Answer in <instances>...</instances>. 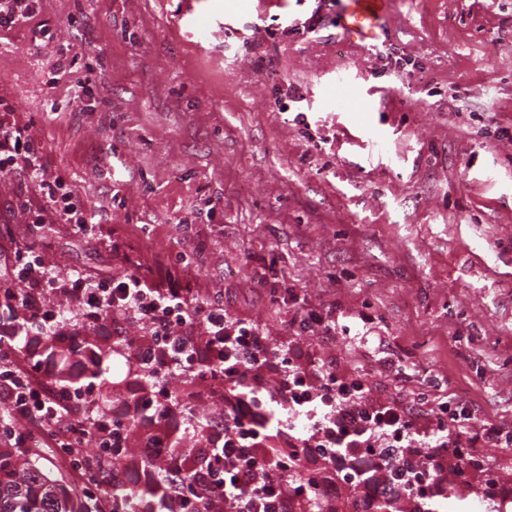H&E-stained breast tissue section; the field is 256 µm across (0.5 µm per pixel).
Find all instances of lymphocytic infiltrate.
<instances>
[{
	"mask_svg": "<svg viewBox=\"0 0 512 512\" xmlns=\"http://www.w3.org/2000/svg\"><path fill=\"white\" fill-rule=\"evenodd\" d=\"M21 162L32 178L47 179L26 128L0 123V175ZM13 274L29 285L19 307L44 330L54 328L55 314L46 304L47 297L54 295L92 315L133 316L147 334L135 344L145 364L183 373L222 364L226 383L240 396L227 416L215 423L224 437L205 449L199 480H189L174 468L158 472L170 491L172 512H198L203 505L209 512H288L289 500L307 496L310 485L289 483L287 460L271 463L263 444L271 426L288 425L302 415L312 418L300 440L310 462L330 461L346 471L370 470L376 489L387 486L406 463L426 471L429 478L422 487L399 482L406 503L444 497L449 469L465 467L474 449L512 446V432L479 420L471 408L452 410L444 402L430 425L420 427L413 408L404 401L374 399L360 376L339 373L330 361L313 365L301 346L280 357L258 328L231 320L213 304L188 297L184 289L159 288L134 273L94 282L78 273L61 278L44 271L40 258L26 252L17 255ZM199 321L208 337L202 347L192 343V328ZM12 339L10 320H0V392L10 408L9 420L0 423L1 437L20 446L39 430L68 447L80 448L90 433L112 439L116 449L126 450V436L114 433L108 422L90 425L80 399L48 382V365L34 359L18 365ZM270 373L282 376V390L261 405L253 392Z\"/></svg>",
	"mask_w": 512,
	"mask_h": 512,
	"instance_id": "obj_1",
	"label": "lymphocytic infiltrate"
}]
</instances>
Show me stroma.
Wrapping results in <instances>:
<instances>
[{
  "label": "stroma",
  "instance_id": "1",
  "mask_svg": "<svg viewBox=\"0 0 512 512\" xmlns=\"http://www.w3.org/2000/svg\"><path fill=\"white\" fill-rule=\"evenodd\" d=\"M249 2L38 0L0 28V120L92 226L0 176V287L30 247L62 277L169 278L374 398L512 430V0H392L373 49L342 0ZM340 72L367 128L327 96ZM311 311L335 330L292 327Z\"/></svg>",
  "mask_w": 512,
  "mask_h": 512
}]
</instances>
